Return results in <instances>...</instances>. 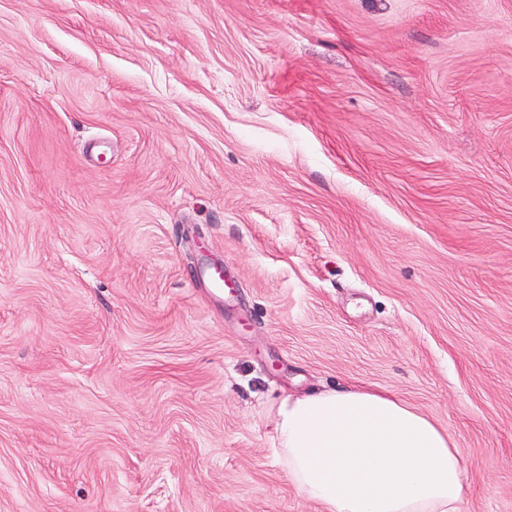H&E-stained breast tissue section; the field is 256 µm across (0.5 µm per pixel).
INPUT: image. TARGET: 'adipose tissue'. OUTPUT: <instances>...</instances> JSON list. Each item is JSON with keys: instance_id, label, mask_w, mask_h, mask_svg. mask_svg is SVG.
I'll use <instances>...</instances> for the list:
<instances>
[{"instance_id": "adipose-tissue-1", "label": "adipose tissue", "mask_w": 512, "mask_h": 512, "mask_svg": "<svg viewBox=\"0 0 512 512\" xmlns=\"http://www.w3.org/2000/svg\"><path fill=\"white\" fill-rule=\"evenodd\" d=\"M276 457L323 512H462L464 465L448 431L365 386L282 398Z\"/></svg>"}]
</instances>
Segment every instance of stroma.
<instances>
[{"label": "stroma", "mask_w": 512, "mask_h": 512, "mask_svg": "<svg viewBox=\"0 0 512 512\" xmlns=\"http://www.w3.org/2000/svg\"><path fill=\"white\" fill-rule=\"evenodd\" d=\"M348 384L512 512V0H0V512H320Z\"/></svg>", "instance_id": "35a3bbf8"}]
</instances>
